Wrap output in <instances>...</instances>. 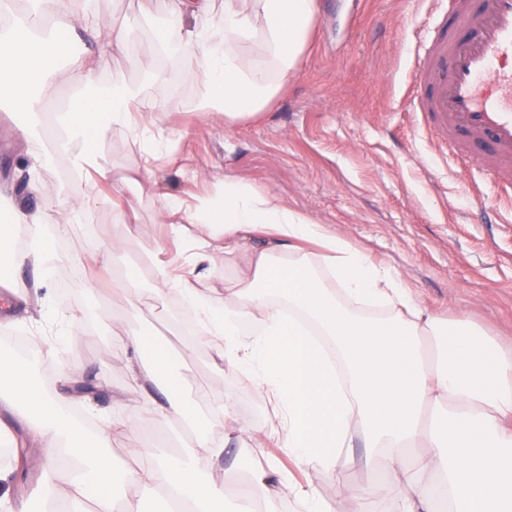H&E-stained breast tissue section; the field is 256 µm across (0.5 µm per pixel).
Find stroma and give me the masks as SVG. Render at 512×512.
Returning a JSON list of instances; mask_svg holds the SVG:
<instances>
[{
	"label": "stroma",
	"instance_id": "35a3bbf8",
	"mask_svg": "<svg viewBox=\"0 0 512 512\" xmlns=\"http://www.w3.org/2000/svg\"><path fill=\"white\" fill-rule=\"evenodd\" d=\"M96 29L126 25L129 46L96 60L98 86L135 90L141 101L160 105L150 127L158 140H173V155L145 171L143 152L126 128H110L95 143V161L106 180H62L67 155L31 176L24 161L23 134L29 118L12 108L0 111V210L22 206L41 216L68 256L62 275L39 282L31 267H0L17 303L38 302L40 311L5 324L8 332L44 341L57 359L54 393L83 386L91 419L114 411L133 414L124 392L130 383L127 356L112 345L108 329L119 322L128 333L163 343L170 366L189 396L213 389L212 404H232L237 424L214 425L211 436L224 453L215 466L224 475L223 512H234L239 475L278 458L283 471L314 489L329 512H353L342 485L367 487L359 470L336 481L324 471L297 467L275 435L274 406L234 368L217 370L212 355L189 341L171 310L172 296L151 307H135L119 288L120 275L140 272L138 288L156 285L157 263L189 270L190 253L163 224L165 198L192 199L212 192L219 179L254 185L364 250L373 261L396 269L420 304L439 316L467 322L512 347V208L501 206L497 186L478 163L460 168L447 145L421 134L406 95L408 68L440 12V0H315L309 40L298 68L274 76L277 91L257 115L225 123L223 116L197 110L202 85L183 78L180 52L167 56L163 79H154L148 60L156 37L179 45L170 28L168 0H89ZM133 206L137 217L112 221V205ZM78 216H71L73 206ZM121 249H113V238ZM105 252V264L89 254ZM72 335L56 349L55 340ZM166 434L160 456L184 449L189 436L176 422L152 416L113 440L111 453L148 445L146 429ZM30 467L14 468L12 512L32 507L46 468L31 447Z\"/></svg>",
	"mask_w": 512,
	"mask_h": 512
}]
</instances>
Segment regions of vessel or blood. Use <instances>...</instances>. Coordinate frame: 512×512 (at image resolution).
Listing matches in <instances>:
<instances>
[{
    "mask_svg": "<svg viewBox=\"0 0 512 512\" xmlns=\"http://www.w3.org/2000/svg\"><path fill=\"white\" fill-rule=\"evenodd\" d=\"M411 75L426 130L512 185V0H448Z\"/></svg>",
    "mask_w": 512,
    "mask_h": 512,
    "instance_id": "1",
    "label": "vessel or blood"
}]
</instances>
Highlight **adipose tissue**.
Returning a JSON list of instances; mask_svg holds the SVG:
<instances>
[{"label": "adipose tissue", "instance_id": "adipose-tissue-1", "mask_svg": "<svg viewBox=\"0 0 512 512\" xmlns=\"http://www.w3.org/2000/svg\"><path fill=\"white\" fill-rule=\"evenodd\" d=\"M169 2L171 21L185 30V77L205 87L199 108L228 121L257 114L275 92L268 69H244L235 44L262 36L286 74L298 66L314 19L313 0H260L251 13L239 0H224L217 23L212 0ZM34 4L48 32L37 33L21 16L1 33L0 80L14 107L32 116L58 86L71 87L74 98L57 114L53 131L27 129L33 168L50 161L45 140L65 151L111 124L141 137L145 162L172 151L173 143L147 137L149 106L135 94L120 87L93 91L95 54L78 52L52 68L47 42L71 36L83 21L74 0ZM161 217L187 237L198 261H213L215 242H223L225 264L239 265L240 275L226 283L218 308L196 288L194 275L174 276L160 265L155 288L139 305L171 292L182 296L198 319L196 346L228 362L273 402L289 457L339 478L354 467L384 474L398 512H512V351L466 322L422 307L390 265L370 261L259 188L224 180L193 202L166 201ZM22 224L29 247L19 253L13 240ZM307 243L319 246L317 257L304 251ZM3 257L30 263L45 280L62 271L40 216L20 208L0 224ZM246 325L251 333H243ZM113 343L131 353L129 399L142 402L145 383L159 385L166 398L162 418L178 422L192 446L176 462L140 448L130 449L128 461L113 458L112 439L133 427L130 417L113 416L86 434L70 415L71 397L49 396L34 380L30 359L0 350V402L24 409L26 437L41 441L50 463L43 502L85 498L94 512H117L121 474L167 497L169 512H214L224 486L212 474L223 453L206 433L212 413L185 397L163 351L140 360L149 347L144 337L117 332ZM356 436L364 442L357 457L348 452ZM272 496L295 498L304 512H327L274 459L241 483L240 512H253L257 500Z\"/></svg>", "mask_w": 512, "mask_h": 512}]
</instances>
